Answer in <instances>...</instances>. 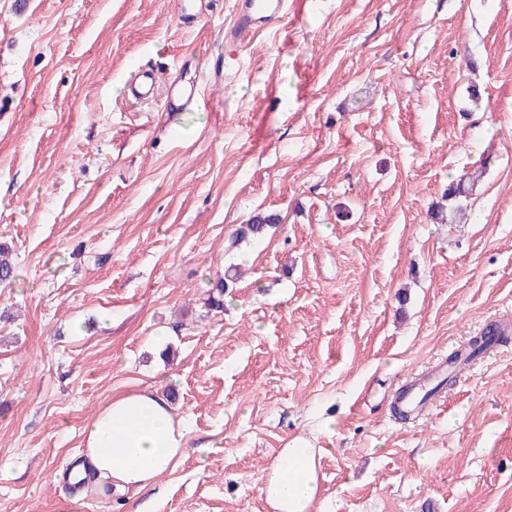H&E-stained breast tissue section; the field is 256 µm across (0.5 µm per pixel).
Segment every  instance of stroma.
Masks as SVG:
<instances>
[{
  "mask_svg": "<svg viewBox=\"0 0 512 512\" xmlns=\"http://www.w3.org/2000/svg\"><path fill=\"white\" fill-rule=\"evenodd\" d=\"M181 1L0 0V512H267L295 437L323 512H512V338L392 409L512 325V0H288L235 46L236 0ZM256 211L280 225L227 254ZM155 389L188 420L175 472L79 495L88 422ZM155 76L150 69H140L127 83L128 92L138 100H148L154 97ZM480 335L481 336L472 338L464 353L455 352L451 354L448 357V366L454 365L461 360L469 362L470 360L484 354L498 343L507 340V335L497 324H490L481 332Z\"/></svg>",
  "mask_w": 512,
  "mask_h": 512,
  "instance_id": "35a3bbf8",
  "label": "stroma"
}]
</instances>
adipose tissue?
I'll return each mask as SVG.
<instances>
[{
	"label": "adipose tissue",
	"instance_id": "1",
	"mask_svg": "<svg viewBox=\"0 0 512 512\" xmlns=\"http://www.w3.org/2000/svg\"><path fill=\"white\" fill-rule=\"evenodd\" d=\"M80 476L109 482L114 491H144L171 474L186 448V427L165 395L134 391L113 397L84 429ZM321 449L302 438L281 448L260 482L271 512H315L320 498Z\"/></svg>",
	"mask_w": 512,
	"mask_h": 512
}]
</instances>
